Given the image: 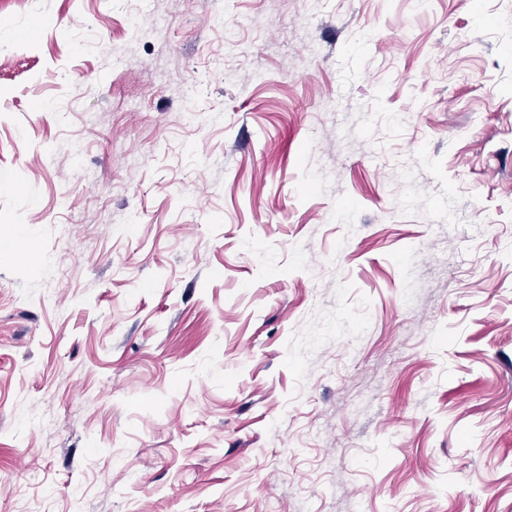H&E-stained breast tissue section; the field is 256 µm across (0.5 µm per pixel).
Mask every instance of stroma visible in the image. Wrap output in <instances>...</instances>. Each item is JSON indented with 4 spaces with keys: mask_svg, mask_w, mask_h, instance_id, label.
<instances>
[{
    "mask_svg": "<svg viewBox=\"0 0 512 512\" xmlns=\"http://www.w3.org/2000/svg\"><path fill=\"white\" fill-rule=\"evenodd\" d=\"M0 512H512V0H0Z\"/></svg>",
    "mask_w": 512,
    "mask_h": 512,
    "instance_id": "obj_1",
    "label": "stroma"
}]
</instances>
